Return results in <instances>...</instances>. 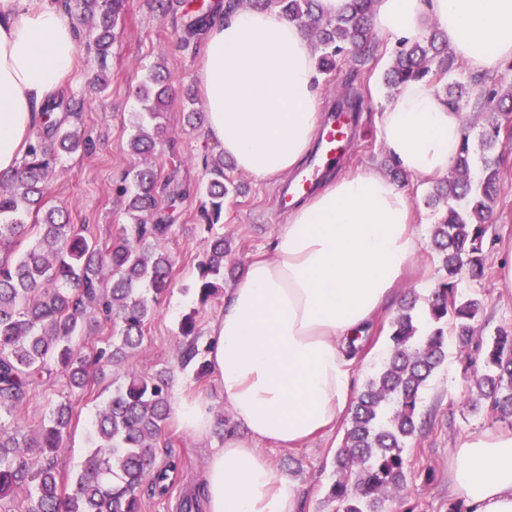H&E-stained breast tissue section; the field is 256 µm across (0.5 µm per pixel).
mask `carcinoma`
Instances as JSON below:
<instances>
[{
	"label": "carcinoma",
	"mask_w": 512,
	"mask_h": 512,
	"mask_svg": "<svg viewBox=\"0 0 512 512\" xmlns=\"http://www.w3.org/2000/svg\"><path fill=\"white\" fill-rule=\"evenodd\" d=\"M68 13L89 20L85 31L89 50L107 57L114 29L127 0H55ZM240 0H215L185 13L184 41L199 40L219 13L228 16ZM256 7L276 8L298 22L315 40L316 68L320 74L336 69L349 53L372 48L371 16L375 0H349L344 13L328 17L318 11L317 0H251ZM460 70L448 55V42L436 25L418 40L398 43L387 75L392 88L417 79L441 83ZM480 86L484 108L512 119V91L499 94L484 79L471 76L445 87L444 99L456 110L468 105L470 84ZM136 96L142 110L129 148L144 157L162 141L165 128L157 122L171 101V87L162 64L150 68ZM81 101L53 97L42 108L43 121L34 133L19 170L0 174V501L24 495L25 512H141L143 495H164L177 463L157 464V448L170 414L168 381L133 375L117 386L93 425V449L70 490L60 487L55 459L62 449L73 414L72 406L59 404L49 420L34 429L21 425L18 411L26 405L34 386L45 375L61 370L70 386L85 391L90 370L114 364L135 352L144 340L145 324L170 287L173 263L159 241L168 233L172 215L161 206L186 195L174 177L161 178L150 164L128 173L116 192L126 198L132 223L119 239L99 240L87 224H72L64 210L46 206L49 185L64 154L87 153L91 143L64 122L53 118L61 111L78 117ZM502 124L484 127L478 151L481 177L472 178L474 153L469 135L448 179L435 185L427 205H444L438 222L431 225L430 246L440 261L441 275L427 299L428 331L415 325L417 297L406 301L393 316L389 348L380 370L359 393L336 455V471L326 501L341 512H379V504L403 490L407 460L405 449L421 431L418 413L422 393L446 357L448 337L461 349L469 347L475 324L482 315L477 298L461 299L459 285L490 274L484 243L487 218L495 202ZM224 154L213 157L201 186L204 201L199 220L210 233L205 259L199 264V294L205 300L224 279V236L212 234L224 214L229 195L241 192L227 175ZM37 228L34 244L14 255V240L26 232L28 217ZM105 320L117 335L104 346L86 353L76 343L83 332ZM180 334L189 340L181 351L187 365L198 356L196 326L184 316ZM482 371L470 387L480 399L469 401L472 412L481 404L500 422L512 424V331L499 329L480 346Z\"/></svg>",
	"instance_id": "obj_1"
}]
</instances>
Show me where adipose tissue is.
<instances>
[{"label":"adipose tissue","instance_id":"1","mask_svg":"<svg viewBox=\"0 0 512 512\" xmlns=\"http://www.w3.org/2000/svg\"><path fill=\"white\" fill-rule=\"evenodd\" d=\"M435 23L476 72L512 60V0H377L375 29L420 39ZM78 59L77 24L51 0H0V173L15 170L46 100ZM309 41L271 8L214 21L197 70L205 132L256 180L294 171L317 135L320 101ZM379 137L411 176L447 175L464 118L424 80L402 85ZM422 243L409 195L360 171L295 203L270 254L245 265L210 324L208 362L240 434L209 449L204 512H298L301 487L265 445L295 448L340 426L356 399L364 333L390 301ZM181 428L206 440L208 402L180 398ZM465 512H512V432H471L450 464Z\"/></svg>","mask_w":512,"mask_h":512}]
</instances>
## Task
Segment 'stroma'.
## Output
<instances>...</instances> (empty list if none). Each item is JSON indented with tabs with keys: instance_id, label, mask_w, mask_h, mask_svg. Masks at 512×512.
Segmentation results:
<instances>
[{
	"instance_id": "obj_1",
	"label": "stroma",
	"mask_w": 512,
	"mask_h": 512,
	"mask_svg": "<svg viewBox=\"0 0 512 512\" xmlns=\"http://www.w3.org/2000/svg\"><path fill=\"white\" fill-rule=\"evenodd\" d=\"M182 37L174 16L158 18L150 0H129L107 58L108 80L103 90L88 86L98 69L95 55L83 48L78 51L77 68L63 91L84 97L78 128L92 140L94 149L88 155L78 153L61 158L59 176L50 195L52 204L65 206L71 223L92 226L95 235L102 239L118 237L128 224L126 202L115 187L136 162L129 149L134 114L140 109L135 89L148 68L156 63L163 64L170 76L173 101L163 115L166 134L153 160L163 174H176L187 195L177 202L172 226L162 242L164 251L173 260L171 285L167 294L153 305L138 353L106 367L104 372H92L90 386L85 391L71 390L63 376L52 377L33 392L21 412L22 423L34 427L47 418L52 406L61 402L72 405L74 415L69 434L56 459L58 478L68 485L89 455L91 427L97 413L112 389L128 375L152 377L166 373L170 378V397L174 400L185 392L206 395L216 420L209 440L199 443L180 431L175 419L167 420L166 445L159 448L158 454L174 455L179 470L166 494L144 496L142 512H179L183 498L191 493L202 474L207 449L221 447L226 432L236 428L213 376L197 379L194 366L182 365L179 360V349L184 343L179 333L183 315H194L199 333L197 345L200 352H207L209 324L224 303V290L236 283L234 277H225L223 291L204 303L195 291L198 264L205 253L204 232L197 224V210L202 202L198 188L207 178V161L219 154L220 148L208 140L204 130L188 126L183 118L189 109L185 93L197 87L195 74L204 46L184 44ZM373 41L375 47L364 65H356L351 59L341 62L329 77L330 85L339 87L349 73H356L364 97L355 144L335 171L339 177L363 168L386 176L393 165L378 137V124L395 96L385 85L395 48L378 34ZM502 151L500 192L486 236L487 264L491 267L496 264V241L505 235L512 237V139H503ZM232 176L244 184L245 191L227 199L223 218L214 231L223 235L230 249L225 268L240 271L257 251L270 249L279 224L287 220V213L278 203L279 183L260 182L237 170ZM414 264L416 275L398 289L374 324L368 343L372 353L356 369V389H363L379 368L388 350L389 321L403 301L414 295L427 299L438 280V259L429 246H422ZM470 292L484 305L478 338L488 339L500 327L512 329V295L499 288L497 277L472 283ZM466 364L467 359L459 353L456 343H449L446 360L435 371L423 394L420 412L427 425L406 450L405 489L387 502L386 512H459L461 504L448 487L451 449L466 433L504 430V423L495 421L488 411L470 412L464 378ZM342 440V432L337 431L299 448L272 451L279 471L303 489L302 512H333L323 502L324 487L334 470Z\"/></svg>"
}]
</instances>
